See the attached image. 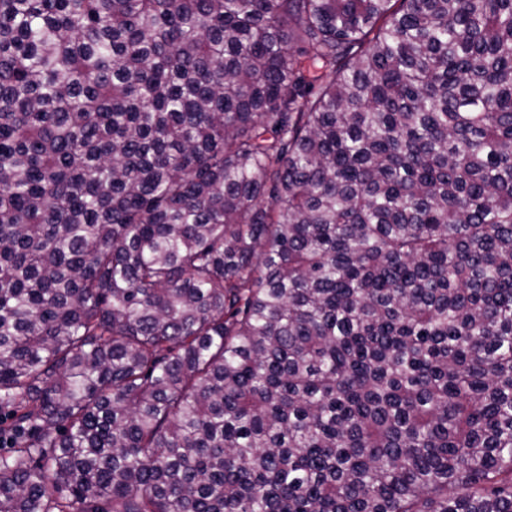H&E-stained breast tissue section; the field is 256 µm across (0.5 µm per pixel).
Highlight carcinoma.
<instances>
[{
  "instance_id": "1",
  "label": "carcinoma",
  "mask_w": 512,
  "mask_h": 512,
  "mask_svg": "<svg viewBox=\"0 0 512 512\" xmlns=\"http://www.w3.org/2000/svg\"><path fill=\"white\" fill-rule=\"evenodd\" d=\"M0 512H512V0H0Z\"/></svg>"
}]
</instances>
